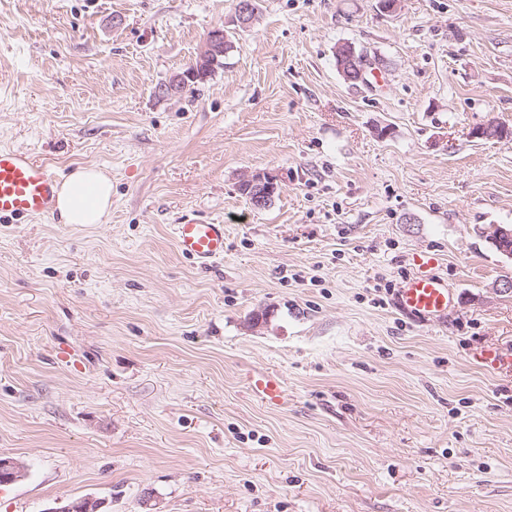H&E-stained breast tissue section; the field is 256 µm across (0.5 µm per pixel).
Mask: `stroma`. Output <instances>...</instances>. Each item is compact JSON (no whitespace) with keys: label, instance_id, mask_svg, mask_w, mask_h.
Wrapping results in <instances>:
<instances>
[{"label":"stroma","instance_id":"35a3bbf8","mask_svg":"<svg viewBox=\"0 0 512 512\" xmlns=\"http://www.w3.org/2000/svg\"><path fill=\"white\" fill-rule=\"evenodd\" d=\"M237 3L0 0V146L112 177L106 223H0V512H512V375L476 360L512 346V135H472L512 132V0ZM216 29L223 67L160 96ZM417 252L438 324L393 304ZM174 241L181 255L201 264L224 257V227L220 224H175ZM247 385L267 405L279 406L285 401L282 382L274 374H248Z\"/></svg>","mask_w":512,"mask_h":512}]
</instances>
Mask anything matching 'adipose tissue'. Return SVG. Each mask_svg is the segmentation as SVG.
<instances>
[{
    "instance_id": "ef3b65f1",
    "label": "adipose tissue",
    "mask_w": 512,
    "mask_h": 512,
    "mask_svg": "<svg viewBox=\"0 0 512 512\" xmlns=\"http://www.w3.org/2000/svg\"><path fill=\"white\" fill-rule=\"evenodd\" d=\"M56 212L65 224H100L112 209V179L102 169L77 166L60 182Z\"/></svg>"
}]
</instances>
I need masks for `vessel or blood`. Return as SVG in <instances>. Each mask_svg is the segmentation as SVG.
Instances as JSON below:
<instances>
[{
    "instance_id": "obj_1",
    "label": "vessel or blood",
    "mask_w": 512,
    "mask_h": 512,
    "mask_svg": "<svg viewBox=\"0 0 512 512\" xmlns=\"http://www.w3.org/2000/svg\"><path fill=\"white\" fill-rule=\"evenodd\" d=\"M59 180V173L28 152L0 147V222L19 224L50 214ZM174 241L181 255L202 264L224 255V227L220 224L175 225ZM414 264L415 272L397 290L396 308L424 324L445 320L455 292L436 274L435 257L418 254ZM247 385L265 404L278 406L286 398L276 375H248Z\"/></svg>"
}]
</instances>
